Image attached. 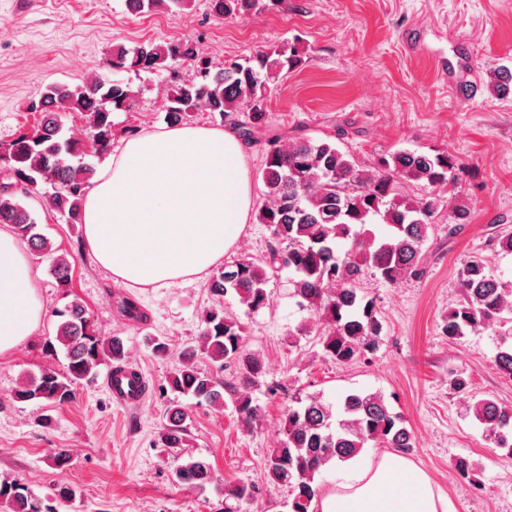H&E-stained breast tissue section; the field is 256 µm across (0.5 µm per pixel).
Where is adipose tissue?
<instances>
[{
  "instance_id": "adipose-tissue-1",
  "label": "adipose tissue",
  "mask_w": 512,
  "mask_h": 512,
  "mask_svg": "<svg viewBox=\"0 0 512 512\" xmlns=\"http://www.w3.org/2000/svg\"><path fill=\"white\" fill-rule=\"evenodd\" d=\"M253 207L245 147L234 131L201 125L123 140L88 187L79 222L96 263L126 285L170 286L224 261ZM46 304L27 247L0 226V357L40 326ZM317 512H453L428 474L387 452L350 460Z\"/></svg>"
}]
</instances>
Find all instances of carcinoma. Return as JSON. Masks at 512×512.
<instances>
[{"instance_id": "carcinoma-1", "label": "carcinoma", "mask_w": 512, "mask_h": 512, "mask_svg": "<svg viewBox=\"0 0 512 512\" xmlns=\"http://www.w3.org/2000/svg\"><path fill=\"white\" fill-rule=\"evenodd\" d=\"M193 0H126L128 11L142 14L166 9L179 14ZM285 0H209L211 11L226 18L251 15ZM190 60L197 79L181 83L168 99L166 120L180 125L189 113L206 111L221 119L247 109L246 119L232 120L240 136L250 140L267 125L266 89L270 79L301 63L295 47L258 52L242 61L229 59L215 69L209 59L198 56L188 42H149L128 49L112 48V67L129 66L160 72ZM512 84V71L493 73L492 92L504 93ZM131 90L100 77L71 89L50 85L29 103L41 114L31 133H23L0 151V224L11 226L28 248L38 255L51 253L47 238L38 231V220L20 198L45 185L48 208L75 223L95 168L85 162L88 150L105 153L112 147V112L130 100ZM83 115L87 133L82 139L65 131L62 113ZM455 162L448 154L430 155L400 150L377 160L364 170L354 158L329 141L301 138L283 145L276 138L269 148L260 175L267 201L256 220L270 231L266 254L259 261L227 263L215 272L207 288L214 299L205 312L195 344L186 346L183 361L168 378L171 392L191 396L197 403L224 406L229 397L240 420L250 426L260 417L246 389L266 385L271 395L279 386L267 383L268 366L244 346L243 323L226 313L224 297L234 295L255 313L270 303V279L279 270L292 271V295L298 305L323 325L316 343L324 358L350 364L376 350L382 324L374 299L364 291V280L375 276L388 285L407 275L422 276L423 246L439 209L457 195ZM402 182L425 184L419 196L398 192ZM388 225L383 237L366 234L375 218ZM70 259L62 254L51 259L48 272L65 287L71 280ZM463 297L448 310L443 334L455 340L468 331L500 328L504 314L512 313V291L503 288L485 263L474 258L462 270ZM58 325L54 340L65 351L63 369L43 368L22 378L15 390L20 402L40 401L64 405L75 396L77 386L96 379L97 368L110 361L125 365L127 350L117 336L105 338L94 329L87 307L74 299L54 312ZM495 355L498 370L512 378V328L499 333ZM203 355L219 371L233 365L241 373L242 387L227 384L201 370L195 359ZM450 388L466 395L464 411L485 426L496 447L512 455V405L471 394V383L457 374ZM188 414L178 404L170 407L159 432L162 448H181L189 432ZM282 437L269 450L265 461L266 482L286 486L291 492L289 512H310L321 495L316 476L329 464L344 463L369 447L391 448L407 454L415 448L413 433L402 416L390 408L380 393L351 391L336 404L316 394L298 391L288 395L282 418ZM455 472L473 488L482 489L481 468L467 457L454 463ZM179 485L197 489L213 480L210 463L189 458L174 470ZM255 487L244 483L224 484V512H235L233 503L254 497ZM76 491L58 482L44 498L35 496L16 479L0 481V504L8 512H59L72 502Z\"/></svg>"}]
</instances>
